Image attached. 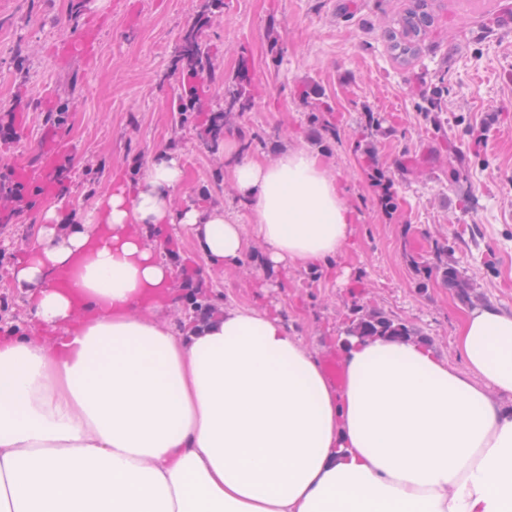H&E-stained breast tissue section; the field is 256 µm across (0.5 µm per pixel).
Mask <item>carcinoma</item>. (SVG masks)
I'll return each instance as SVG.
<instances>
[{"label":"carcinoma","instance_id":"carcinoma-1","mask_svg":"<svg viewBox=\"0 0 512 512\" xmlns=\"http://www.w3.org/2000/svg\"><path fill=\"white\" fill-rule=\"evenodd\" d=\"M209 22V15L203 13L196 24L188 28L182 38L179 62L182 63L181 97L177 107L180 122L187 123L193 118V111H201L200 102L207 95L205 78L212 74L213 55L203 36V27ZM431 22L428 0H413L412 5L396 20V27L389 32L390 49L394 60L401 66L409 67L420 53L423 37ZM249 58L241 52L240 66L235 78L224 86V107L210 111L203 127V140L213 148L221 140L214 132V117L219 124L236 112L251 110L256 91L248 78ZM448 91L445 77L438 83L424 89L420 95L418 108L425 113L437 112L442 108L444 92ZM435 270L456 293L469 296L473 284L461 275L457 268L443 259H438ZM347 334L350 336H409L411 329L403 322L395 321L382 312L368 310L355 312L350 319Z\"/></svg>","mask_w":512,"mask_h":512}]
</instances>
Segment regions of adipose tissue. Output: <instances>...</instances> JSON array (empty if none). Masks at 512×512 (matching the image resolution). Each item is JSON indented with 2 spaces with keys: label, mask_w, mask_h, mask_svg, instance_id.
<instances>
[{
  "label": "adipose tissue",
  "mask_w": 512,
  "mask_h": 512,
  "mask_svg": "<svg viewBox=\"0 0 512 512\" xmlns=\"http://www.w3.org/2000/svg\"><path fill=\"white\" fill-rule=\"evenodd\" d=\"M240 211L185 203L180 161L43 209L12 272L43 331L0 339V512H512V311L469 309L456 368L412 337H346L345 381L278 312L167 322L175 270L142 225L178 224L215 274L338 256L354 212L302 147L271 162L224 139Z\"/></svg>",
  "instance_id": "1"
}]
</instances>
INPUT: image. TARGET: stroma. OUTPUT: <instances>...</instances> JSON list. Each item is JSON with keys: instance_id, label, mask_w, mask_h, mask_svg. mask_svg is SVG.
I'll return each mask as SVG.
<instances>
[{"instance_id": "1", "label": "stroma", "mask_w": 512, "mask_h": 512, "mask_svg": "<svg viewBox=\"0 0 512 512\" xmlns=\"http://www.w3.org/2000/svg\"><path fill=\"white\" fill-rule=\"evenodd\" d=\"M411 0H0V123L24 116L17 140L0 144V167L21 154L37 160L54 137L76 146L78 162L64 183L68 211L86 216L116 181L138 180L163 154L186 171L188 199L236 206L224 178L223 150L177 120L181 36L211 8L205 37L215 49L209 108L224 102V82L248 49V76L258 89L250 111L226 129L253 140L250 156L271 161L284 146H303L336 173L355 212L354 245L314 269L264 270L253 261L208 276L187 233L167 225V260L180 286L167 314L180 327L191 310L181 283L203 279L208 303L281 305L290 331L318 356L339 354L354 310L374 309L429 339L462 367L455 336L472 307L512 310V0H430L433 23L411 68L400 67L384 35ZM97 15L103 40L92 62L60 65L55 41ZM279 52H272V43ZM447 77L442 111L418 110L419 81ZM313 85L314 99L295 90ZM330 105L335 140L319 143L312 113ZM373 111L382 130L363 137ZM376 153L393 182L396 207L385 216L361 164ZM46 198L14 215L0 192V336L39 330L25 294L10 288L14 265L31 243ZM442 247L473 285L459 296L435 272Z\"/></svg>"}]
</instances>
